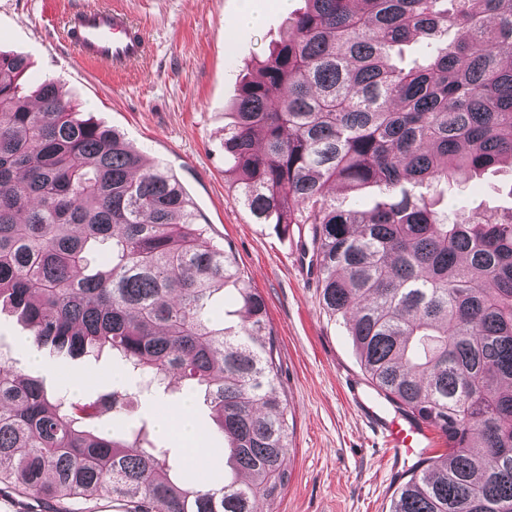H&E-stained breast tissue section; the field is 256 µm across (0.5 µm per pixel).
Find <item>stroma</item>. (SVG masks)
<instances>
[{"label":"stroma","mask_w":512,"mask_h":512,"mask_svg":"<svg viewBox=\"0 0 512 512\" xmlns=\"http://www.w3.org/2000/svg\"><path fill=\"white\" fill-rule=\"evenodd\" d=\"M89 5L124 8L146 32L148 57L121 73L73 63L59 21ZM303 6L304 0H289L284 9L276 0H0V51L27 57L30 85L57 80L86 115L118 133L149 167L174 175L199 222L210 226L220 245L231 246L265 298L293 419L288 486L274 512H389L406 476L392 472L386 450L347 398L346 380L369 388L347 325L323 310L318 276L297 236L255 223L224 163V127L232 121L241 80L283 37L289 13ZM246 9L261 15L259 27L238 26ZM448 203L466 212L512 207V166L450 186ZM25 333L17 314L0 309V361L24 368L48 394L87 396L129 380L108 354L54 363L36 345H17ZM185 402L202 435L206 470L221 478L227 464L202 394L175 387L160 399L136 394L120 423L147 425L157 444L178 449L182 440L160 426L165 407Z\"/></svg>","instance_id":"obj_1"}]
</instances>
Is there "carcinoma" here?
<instances>
[{
    "label": "carcinoma",
    "mask_w": 512,
    "mask_h": 512,
    "mask_svg": "<svg viewBox=\"0 0 512 512\" xmlns=\"http://www.w3.org/2000/svg\"><path fill=\"white\" fill-rule=\"evenodd\" d=\"M306 2L243 81L224 163L257 223L297 228L369 383L446 446L390 512H512V207H438L440 187L512 164V0ZM411 41L422 61L403 66ZM28 69L0 51V306L47 357L110 352L138 381L50 397L0 365V491L54 512L101 497L126 512H272L291 432L264 297L174 176L54 80L28 91ZM228 284L235 327L212 311ZM173 374L204 389L221 484L187 480L188 462L141 431L87 430Z\"/></svg>",
    "instance_id": "1"
}]
</instances>
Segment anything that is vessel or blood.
<instances>
[{
  "instance_id": "1",
  "label": "vessel or blood",
  "mask_w": 512,
  "mask_h": 512,
  "mask_svg": "<svg viewBox=\"0 0 512 512\" xmlns=\"http://www.w3.org/2000/svg\"><path fill=\"white\" fill-rule=\"evenodd\" d=\"M63 37L77 63H106L122 69L145 56L149 43L129 15L112 8L82 9L70 13L63 23ZM347 389L358 413L371 433L398 465L408 464L418 448L429 439L425 425L398 410H388L365 398L355 382Z\"/></svg>"
}]
</instances>
